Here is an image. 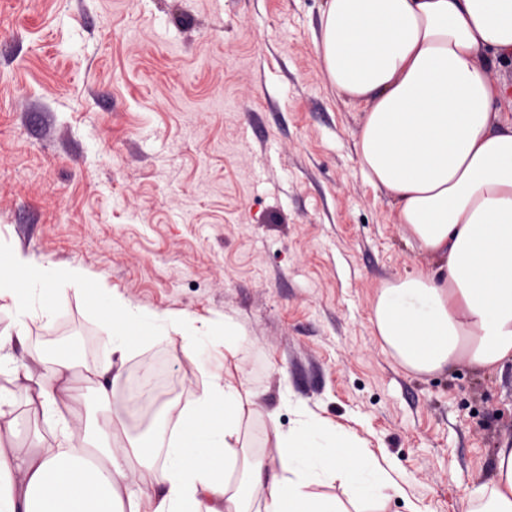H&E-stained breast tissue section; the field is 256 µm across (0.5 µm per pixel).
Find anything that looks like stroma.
Segmentation results:
<instances>
[{
    "label": "stroma",
    "mask_w": 512,
    "mask_h": 512,
    "mask_svg": "<svg viewBox=\"0 0 512 512\" xmlns=\"http://www.w3.org/2000/svg\"><path fill=\"white\" fill-rule=\"evenodd\" d=\"M326 0H0V235L102 274L132 302L227 318L257 354L224 376L282 429L297 406L391 464L386 512H463L512 436V363L420 376L370 321L382 283L431 266L363 175V106L326 79ZM29 343L76 348L63 407L85 412L94 335L82 299ZM180 410L182 344L142 348Z\"/></svg>",
    "instance_id": "obj_1"
}]
</instances>
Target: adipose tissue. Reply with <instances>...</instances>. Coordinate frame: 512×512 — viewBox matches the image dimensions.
Returning <instances> with one entry per match:
<instances>
[{
  "instance_id": "obj_1",
  "label": "adipose tissue",
  "mask_w": 512,
  "mask_h": 512,
  "mask_svg": "<svg viewBox=\"0 0 512 512\" xmlns=\"http://www.w3.org/2000/svg\"><path fill=\"white\" fill-rule=\"evenodd\" d=\"M326 78L365 108L359 164L391 200L397 221L436 268L378 288L372 323L405 371L433 375L467 361L490 371L512 362V120L490 72L512 59V0H326L320 22ZM84 300L96 327L95 403L62 415L67 384L84 363L25 344L29 324L59 320L60 287ZM0 512H337L314 485L333 478L348 501L385 512L403 488L386 468L344 453L335 428L308 410L282 430L258 395L225 379L227 354L252 347L223 319L208 327L143 309L82 266L60 267L0 237ZM181 340L201 390L169 431L166 461L152 437L131 441L139 468L124 466L112 429L128 410L114 384L142 347ZM40 416L52 441L21 440L17 405ZM256 421L253 483L231 491L244 418ZM270 481L261 475L269 466ZM464 512H512V439L493 471L463 499Z\"/></svg>"
}]
</instances>
